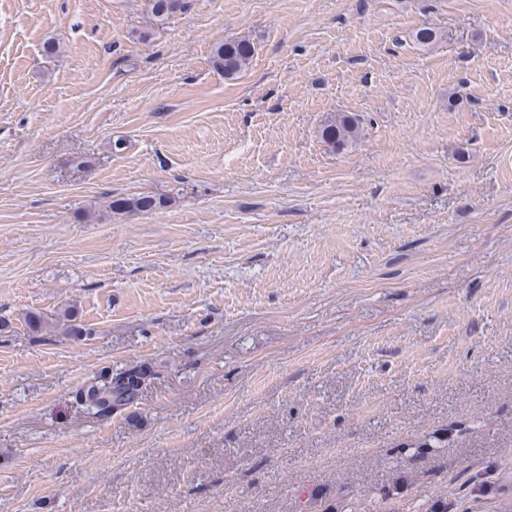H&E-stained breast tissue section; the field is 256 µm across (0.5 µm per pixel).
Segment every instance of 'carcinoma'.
<instances>
[{
	"label": "carcinoma",
	"mask_w": 512,
	"mask_h": 512,
	"mask_svg": "<svg viewBox=\"0 0 512 512\" xmlns=\"http://www.w3.org/2000/svg\"><path fill=\"white\" fill-rule=\"evenodd\" d=\"M152 16L159 22L186 7V0H149ZM414 42L421 47H431L440 40L438 31L423 27L413 35ZM253 49L249 41L241 38L228 39L214 46L212 64L224 71V75L234 77L250 63ZM359 136L356 115L340 113L328 119L321 129L323 142L333 150H341ZM172 201L170 196H156L149 193L136 195H112L106 197L104 209L115 215L150 213L165 208ZM25 322L33 332H40L49 324L64 336H81L85 329L79 325L75 308L60 309L53 321H48L40 312L25 316ZM152 372L142 366H134L120 373L96 380L83 392L82 398L88 407L97 409L101 415L121 413L134 404L146 386Z\"/></svg>",
	"instance_id": "obj_1"
}]
</instances>
